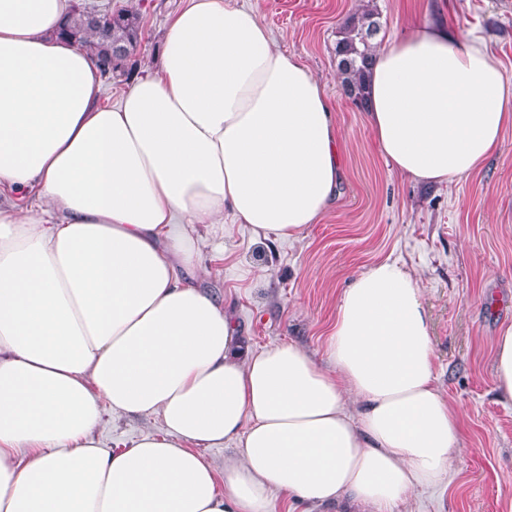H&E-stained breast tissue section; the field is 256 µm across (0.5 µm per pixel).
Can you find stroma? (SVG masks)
<instances>
[{
	"instance_id": "obj_1",
	"label": "stroma",
	"mask_w": 512,
	"mask_h": 512,
	"mask_svg": "<svg viewBox=\"0 0 512 512\" xmlns=\"http://www.w3.org/2000/svg\"><path fill=\"white\" fill-rule=\"evenodd\" d=\"M126 8L142 25L139 69L153 65L164 31L185 0H89ZM324 83L343 155L339 196L299 239L257 237L246 224L202 231L203 285L223 295L252 350L292 343L325 364L323 343L348 281L382 260L416 276L426 307L438 387L463 409L462 452L445 488L411 498L400 512H512V405L495 391L492 354L512 323V125L481 168L452 185H424L392 171L365 110L337 74L336 33L347 18L377 10L386 34L447 21L476 33L512 79V0H248ZM161 430L152 417L104 414L105 447L119 450Z\"/></svg>"
}]
</instances>
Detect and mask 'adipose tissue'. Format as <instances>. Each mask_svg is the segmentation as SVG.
<instances>
[{"label": "adipose tissue", "instance_id": "ef3b65f1", "mask_svg": "<svg viewBox=\"0 0 512 512\" xmlns=\"http://www.w3.org/2000/svg\"><path fill=\"white\" fill-rule=\"evenodd\" d=\"M71 0H0V512H275L283 495L396 512L449 483L462 412L435 382L414 274L381 261L341 292L326 365L244 344L198 287L200 227L294 239L332 204L340 140L321 81L242 0H187L155 65L101 104ZM367 120L427 185L479 169L512 81L479 36L386 40ZM495 388L512 404V324ZM163 431L120 452L104 411ZM234 443L223 467L203 451Z\"/></svg>", "mask_w": 512, "mask_h": 512}]
</instances>
